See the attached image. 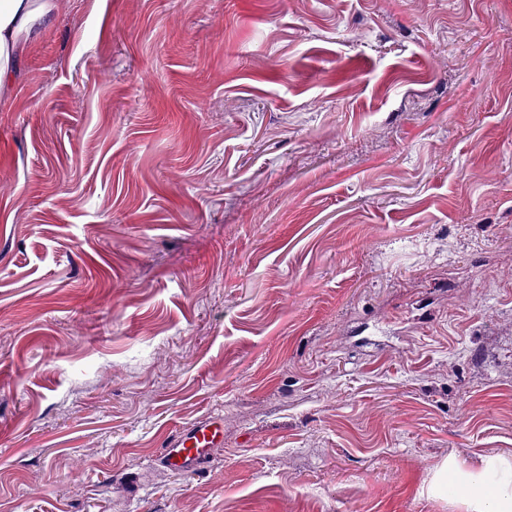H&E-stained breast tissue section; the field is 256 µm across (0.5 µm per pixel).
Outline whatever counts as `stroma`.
<instances>
[{"mask_svg":"<svg viewBox=\"0 0 512 512\" xmlns=\"http://www.w3.org/2000/svg\"><path fill=\"white\" fill-rule=\"evenodd\" d=\"M493 457L512 0H58L0 100V512H467L425 487ZM223 438L224 424L217 420H205L184 428L168 442L164 456L166 466L184 474L191 473Z\"/></svg>","mask_w":512,"mask_h":512,"instance_id":"obj_1","label":"stroma"}]
</instances>
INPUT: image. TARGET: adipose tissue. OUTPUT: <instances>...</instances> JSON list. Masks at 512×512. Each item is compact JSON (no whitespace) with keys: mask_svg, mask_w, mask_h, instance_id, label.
I'll list each match as a JSON object with an SVG mask.
<instances>
[{"mask_svg":"<svg viewBox=\"0 0 512 512\" xmlns=\"http://www.w3.org/2000/svg\"><path fill=\"white\" fill-rule=\"evenodd\" d=\"M56 9V0H0V98L11 93L18 60ZM427 492L462 499L469 512H512V465L489 460L477 471L464 472L448 460Z\"/></svg>","mask_w":512,"mask_h":512,"instance_id":"1","label":"adipose tissue"}]
</instances>
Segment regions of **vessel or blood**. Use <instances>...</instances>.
<instances>
[{"mask_svg": "<svg viewBox=\"0 0 512 512\" xmlns=\"http://www.w3.org/2000/svg\"><path fill=\"white\" fill-rule=\"evenodd\" d=\"M224 425L217 420H205L182 429L168 442L164 459L167 467L191 473L205 459L211 448L222 442Z\"/></svg>", "mask_w": 512, "mask_h": 512, "instance_id": "vessel-or-blood-1", "label": "vessel or blood"}]
</instances>
